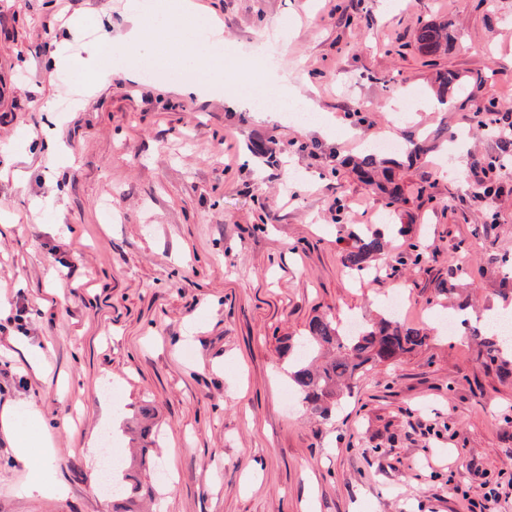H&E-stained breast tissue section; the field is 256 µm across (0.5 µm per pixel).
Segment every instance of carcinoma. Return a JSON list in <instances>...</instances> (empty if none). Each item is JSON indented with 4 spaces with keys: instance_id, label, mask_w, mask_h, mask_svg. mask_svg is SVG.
Segmentation results:
<instances>
[{
    "instance_id": "carcinoma-1",
    "label": "carcinoma",
    "mask_w": 512,
    "mask_h": 512,
    "mask_svg": "<svg viewBox=\"0 0 512 512\" xmlns=\"http://www.w3.org/2000/svg\"><path fill=\"white\" fill-rule=\"evenodd\" d=\"M451 23L424 24L416 30L419 50L428 57L425 65L437 66L435 56L448 52ZM436 95L440 100L460 99L466 103V79L451 70H438L435 76ZM437 147V137L425 136L409 140L404 150L411 161L428 155ZM394 158H381L374 153L352 161V171L366 185L388 196L390 203L404 201L403 191L395 181ZM385 249L378 232L354 236V244L343 257L345 266L357 274L372 270L370 262ZM426 336L418 329L407 327L396 320L381 318L379 322L361 327L356 332L343 330L334 318L317 316L308 325L305 339L291 344L288 350L297 351L290 378L312 413L326 420L336 406V397L345 381L372 371L379 364L393 360L422 346ZM155 409L149 404L139 408L133 419L137 438L136 448L125 458L121 470L123 494L112 498V512H137L138 502L152 496L138 478V471L155 458L157 432L153 431Z\"/></svg>"
}]
</instances>
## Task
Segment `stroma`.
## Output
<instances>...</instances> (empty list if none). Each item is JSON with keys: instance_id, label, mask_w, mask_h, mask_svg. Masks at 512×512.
<instances>
[{"instance_id": "35a3bbf8", "label": "stroma", "mask_w": 512, "mask_h": 512, "mask_svg": "<svg viewBox=\"0 0 512 512\" xmlns=\"http://www.w3.org/2000/svg\"><path fill=\"white\" fill-rule=\"evenodd\" d=\"M193 3L223 28L235 80L263 56L315 119H263L119 66L104 84L75 70L31 83L81 54L70 18L93 38L125 0H0V421L41 411L54 460L39 474L62 488L27 491L0 425V512H112L100 464L126 455L147 401L152 512H472L482 480L512 482V364L487 358L477 317L512 303V161L472 119L492 101L512 113V0ZM447 19L439 63L469 79L464 106L433 105L415 42ZM191 23L151 33L164 66L188 67ZM421 132L438 147L401 171L400 206L352 173L370 146ZM367 230L419 262L358 278L342 258ZM397 295L425 344L355 379L329 419L311 414L288 344L322 314L384 317Z\"/></svg>"}]
</instances>
